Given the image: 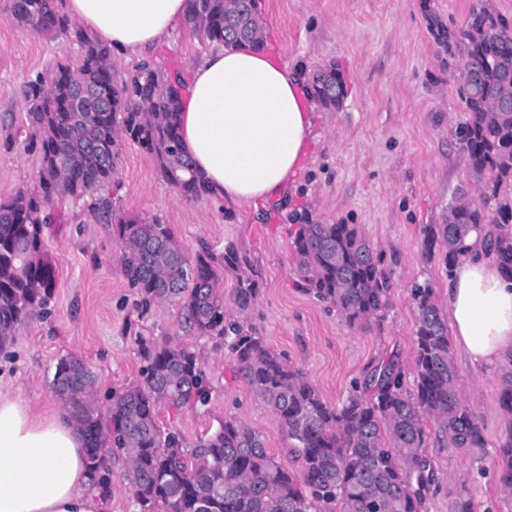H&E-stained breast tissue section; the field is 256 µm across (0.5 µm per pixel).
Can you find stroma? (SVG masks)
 Here are the masks:
<instances>
[{"instance_id": "1", "label": "stroma", "mask_w": 512, "mask_h": 512, "mask_svg": "<svg viewBox=\"0 0 512 512\" xmlns=\"http://www.w3.org/2000/svg\"><path fill=\"white\" fill-rule=\"evenodd\" d=\"M476 1L259 0L269 44L283 61L308 77L336 67L345 83L338 108L316 109L319 140L304 168L282 200L254 214L180 195L149 154L122 142L110 185L80 200L56 198L47 210L44 239L56 266L50 313L30 319L0 353V390L22 395L38 410L57 403L50 381L58 358L69 354L94 370L96 399L104 407L140 378L136 337L172 336L195 352L211 397L193 408L160 406L159 425L192 448L225 417H237L262 436L278 462L298 472L293 440L234 377L223 340L196 336L176 305L145 313L136 307L137 295L119 264L117 226L103 219L100 202L109 200L115 213L127 217L170 225L191 257L205 247L219 254L234 244L257 288L244 323L300 368L329 403H341L354 384L367 383L383 358L396 357L404 373L412 374L416 308L410 288L430 282L441 303L448 284L442 252H423V228L445 223L458 193L476 189L455 135L465 109L436 28L464 26ZM10 6L11 0H0V201L39 189L41 157L25 139L26 85L57 63L75 65L82 56L76 41L17 26ZM212 50L185 27L148 59L185 72ZM304 210L323 224L360 225L383 253L393 288L379 326H350L303 291L290 242L294 216ZM455 364L459 385L482 419L484 445L465 452L431 434L427 452L438 482L429 493L428 512H448L451 492L461 487L475 512H512V494L503 492L497 467L499 449L512 439V415L499 406L503 376L512 366L503 361L476 368L460 356Z\"/></svg>"}]
</instances>
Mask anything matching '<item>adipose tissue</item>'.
I'll return each mask as SVG.
<instances>
[{
  "mask_svg": "<svg viewBox=\"0 0 512 512\" xmlns=\"http://www.w3.org/2000/svg\"><path fill=\"white\" fill-rule=\"evenodd\" d=\"M189 0H66L69 17L126 57L170 40ZM315 103L301 69L280 55L222 49L192 64L179 140L204 194L238 207L278 195L317 143ZM448 324L472 366L512 353V278L492 252L461 257L445 290ZM87 442L69 412L35 411L0 393V512H99Z\"/></svg>",
  "mask_w": 512,
  "mask_h": 512,
  "instance_id": "adipose-tissue-1",
  "label": "adipose tissue"
}]
</instances>
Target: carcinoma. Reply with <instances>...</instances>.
<instances>
[{
    "label": "carcinoma",
    "instance_id": "obj_1",
    "mask_svg": "<svg viewBox=\"0 0 512 512\" xmlns=\"http://www.w3.org/2000/svg\"><path fill=\"white\" fill-rule=\"evenodd\" d=\"M20 27L74 37L80 63H59L48 78L27 85L29 139L42 161L39 195L16 192L0 201V351L18 329L48 313L56 268L45 252L44 206L57 196L78 199L112 182L119 146L129 140L152 155L161 175L185 197H197L187 176L191 162L180 147V89L155 91L167 71L150 65L121 81L114 76L111 49L91 38L58 7L57 0H11ZM260 16L254 0H190L186 25L202 41L224 48H259L252 38ZM448 48L463 52L457 92L467 119L457 137L479 177V199L425 230L424 247L439 243L453 267L478 247L493 249L500 268L512 276V27L489 8H472L461 28L439 30ZM109 98L71 119L62 104L74 98L68 77ZM343 88L336 70L313 76V89L327 108ZM73 164L58 180V151ZM121 266L138 305L147 311L173 302L189 328L206 337L234 334V375L276 416L296 441L300 475L285 469L265 448L261 435L229 416L195 449L157 425L160 405L183 408L207 397L205 371L196 354L169 337L138 336L139 381L112 397L106 410L95 400L97 378L82 359H58L51 386L88 441L94 484L111 494L110 460L122 458L136 475L140 512H426L437 475L426 455L427 423L451 448L483 447V426L458 386L448 316L431 284L411 289L416 306L415 376L407 386L398 362L389 358L373 372L369 396L354 390L329 403L286 356L238 321L256 303L257 289L245 272L247 259L228 244L221 255L207 250L190 258L171 227L120 217ZM296 271L305 291L336 307L351 326L367 328L389 308L393 284L384 255L373 250L358 224H318L298 217L292 241ZM236 277L224 297L223 274ZM502 485L512 491V442L499 449ZM450 512H474L465 489L453 492Z\"/></svg>",
    "mask_w": 512,
    "mask_h": 512
}]
</instances>
